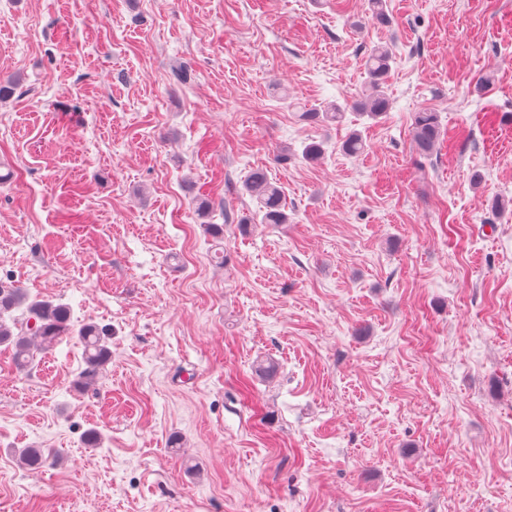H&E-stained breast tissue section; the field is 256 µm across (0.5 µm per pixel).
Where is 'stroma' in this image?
<instances>
[{
    "instance_id": "1",
    "label": "stroma",
    "mask_w": 512,
    "mask_h": 512,
    "mask_svg": "<svg viewBox=\"0 0 512 512\" xmlns=\"http://www.w3.org/2000/svg\"><path fill=\"white\" fill-rule=\"evenodd\" d=\"M387 6L0 0L25 87L0 102V280L112 352L81 390L77 337L24 370L0 346V512H512V0ZM379 44L371 119L346 104ZM330 104L342 124L301 120ZM258 166L288 221L243 229ZM21 448L62 460L31 481ZM393 61V52L387 46H377L367 53L364 66L369 77L368 84L362 95L352 102V108L366 113L371 118H378L387 111L389 103L382 85ZM414 142L420 154L432 152L440 134V123L436 112L422 111L414 115Z\"/></svg>"
}]
</instances>
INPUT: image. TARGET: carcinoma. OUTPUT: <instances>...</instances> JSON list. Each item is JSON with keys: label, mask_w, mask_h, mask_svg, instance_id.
<instances>
[{"label": "carcinoma", "mask_w": 512, "mask_h": 512, "mask_svg": "<svg viewBox=\"0 0 512 512\" xmlns=\"http://www.w3.org/2000/svg\"><path fill=\"white\" fill-rule=\"evenodd\" d=\"M369 15L372 22L387 25L390 22L386 0H368ZM394 61L392 50L387 46H377L365 57L364 66L368 73L365 93L352 102V108L372 118H378L388 109V100L383 84ZM301 117L312 122H340L344 110L335 106L330 109H312L302 112ZM414 142L417 151L423 155L432 152L440 134L437 113L417 112L414 115ZM244 191L255 199L258 210L253 216L239 220L241 224H250L260 218L262 224H286V200L282 190L272 182L267 172L255 169L244 183ZM22 310L21 317L13 316L16 310ZM71 309L49 299L30 296L14 284L0 281V345H10L15 351V362L20 367L32 363L37 355L47 351L63 338L72 335ZM84 345L85 368L80 372L77 384L95 383L101 369L109 361L111 351L105 341L104 330L94 324H85L79 331ZM50 456L42 448H24L19 460L23 468L39 469L48 464Z\"/></svg>", "instance_id": "carcinoma-1"}]
</instances>
